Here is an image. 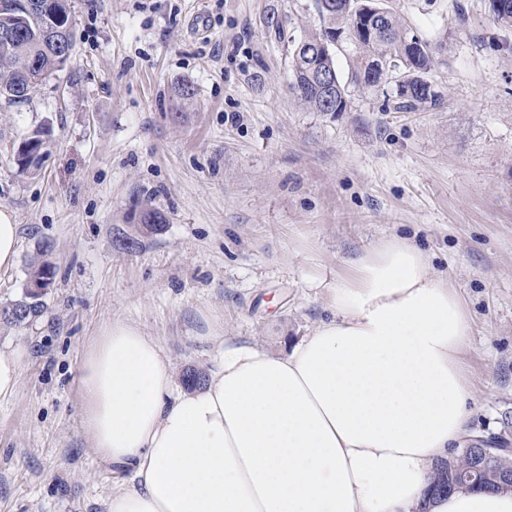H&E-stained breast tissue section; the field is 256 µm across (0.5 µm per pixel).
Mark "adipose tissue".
<instances>
[{"instance_id":"adipose-tissue-1","label":"adipose tissue","mask_w":512,"mask_h":512,"mask_svg":"<svg viewBox=\"0 0 512 512\" xmlns=\"http://www.w3.org/2000/svg\"><path fill=\"white\" fill-rule=\"evenodd\" d=\"M327 308L284 353L225 342L191 391L138 325H104L78 386L96 454L130 471L105 512H416L468 433L473 317L398 234L328 285ZM431 512H512V491L460 486Z\"/></svg>"}]
</instances>
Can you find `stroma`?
Wrapping results in <instances>:
<instances>
[{"instance_id":"1","label":"stroma","mask_w":512,"mask_h":512,"mask_svg":"<svg viewBox=\"0 0 512 512\" xmlns=\"http://www.w3.org/2000/svg\"><path fill=\"white\" fill-rule=\"evenodd\" d=\"M69 2L70 62L0 106V208L20 226L0 305L21 298L40 246L55 268L41 316L0 323V347L28 351L0 401V512H104L127 484L80 423L78 369L102 326L137 323L178 378L223 353L210 319L278 354L326 317V285L393 233L472 312L470 438L512 442V27L489 0H389L434 47L442 103L386 112L382 91H355L338 116L290 95L267 25L311 32L314 0ZM38 131L46 152L20 172L14 154ZM147 208L158 231L142 230Z\"/></svg>"}]
</instances>
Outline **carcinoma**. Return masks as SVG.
Returning <instances> with one entry per match:
<instances>
[{
    "label": "carcinoma",
    "instance_id": "obj_1",
    "mask_svg": "<svg viewBox=\"0 0 512 512\" xmlns=\"http://www.w3.org/2000/svg\"><path fill=\"white\" fill-rule=\"evenodd\" d=\"M383 12L367 26V32L355 42L346 44L351 59L350 81L341 78L336 66V48L332 40L352 33L364 24L362 16L355 13L356 0H315L320 29L297 39L288 34L283 23L268 18L279 41L287 44L289 59V89L312 112H346L350 108L349 86L370 91L378 86L387 67L412 80L384 99L383 111L416 112L436 109L442 96L436 86H425L433 67L434 49L422 37L407 28L387 0ZM495 18L512 26V0H490ZM8 17L0 18V30L10 28L12 34L0 39V99L8 104L28 100L35 86L49 75L61 70L58 53L43 46V30L66 27L73 16L68 0H59V11L32 17L8 8ZM331 78L332 87H326L322 78ZM54 268L47 261L30 263L28 284L22 297L0 308V319L9 324L21 325L39 317L44 310L43 297L51 287ZM41 284V291L30 290V283ZM468 484L476 489L508 488L512 485L488 481L484 473L474 468V452L462 448L447 459L434 464L427 492L440 494L448 485Z\"/></svg>",
    "mask_w": 512,
    "mask_h": 512
}]
</instances>
